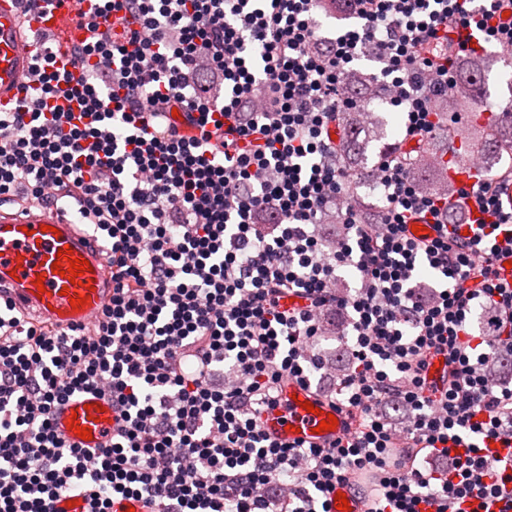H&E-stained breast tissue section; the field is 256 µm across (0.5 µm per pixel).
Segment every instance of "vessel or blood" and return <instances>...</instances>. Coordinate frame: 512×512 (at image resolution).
I'll return each instance as SVG.
<instances>
[{"label": "vessel or blood", "mask_w": 512, "mask_h": 512, "mask_svg": "<svg viewBox=\"0 0 512 512\" xmlns=\"http://www.w3.org/2000/svg\"><path fill=\"white\" fill-rule=\"evenodd\" d=\"M100 0H62L61 4L27 9L26 0H0V107L13 109L25 99L24 86L31 54L42 38L54 40L55 66L71 70V47L94 41L92 28L99 19ZM69 247L75 257L88 260L90 269L79 282L64 272L69 261H58L59 248ZM60 273H53V266ZM43 287H36V279ZM85 296L87 303L72 309L71 298ZM0 296L9 300L27 319L56 330L86 325L99 318L112 296V271L105 250L78 222L77 213L54 207L0 210ZM278 403L261 415V426L271 438L288 444L328 447L349 436L355 423L308 386L284 378ZM335 415V429L318 431L328 415ZM58 434L67 443L95 453L112 437L115 412L111 401L98 392L74 394L59 406L55 416ZM90 430L91 439L77 436V428Z\"/></svg>", "instance_id": "b4317fda"}]
</instances>
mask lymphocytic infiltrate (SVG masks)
Here are the masks:
<instances>
[{"label":"lymphocytic infiltrate","mask_w":512,"mask_h":512,"mask_svg":"<svg viewBox=\"0 0 512 512\" xmlns=\"http://www.w3.org/2000/svg\"><path fill=\"white\" fill-rule=\"evenodd\" d=\"M139 24L30 67L25 105L0 110V200L78 206L103 232L112 297L93 329L39 326L0 301V512H56L78 492L95 512L135 497L150 512H329L347 486L363 512H512V171L416 189L398 156L371 173L374 223L345 208L331 129L353 103L340 76L380 66L408 138L433 135L425 99L455 84L465 44L512 48V0H344L357 27L320 39L319 0H102ZM71 102L70 110L56 99ZM178 107L201 138L160 112ZM481 218L459 232L453 209ZM434 233L413 237L414 222ZM439 283L416 281L420 265ZM359 274L337 287L340 269ZM301 297L285 310L284 295ZM343 316L349 368L332 403L358 429L328 448L271 440L259 416L286 377L327 365L314 346ZM448 368L429 389L432 358ZM105 386L118 417L95 457L54 427L67 398ZM500 442L506 456L489 454Z\"/></svg>","instance_id":"lymphocytic-infiltrate-1"}]
</instances>
